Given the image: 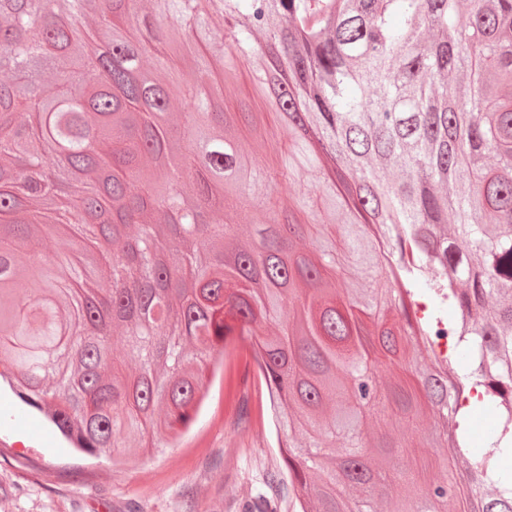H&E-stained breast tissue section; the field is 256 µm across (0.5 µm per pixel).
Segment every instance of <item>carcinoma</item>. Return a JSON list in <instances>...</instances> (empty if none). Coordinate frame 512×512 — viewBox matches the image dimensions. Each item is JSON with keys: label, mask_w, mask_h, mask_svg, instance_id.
<instances>
[{"label": "carcinoma", "mask_w": 512, "mask_h": 512, "mask_svg": "<svg viewBox=\"0 0 512 512\" xmlns=\"http://www.w3.org/2000/svg\"><path fill=\"white\" fill-rule=\"evenodd\" d=\"M12 2L0 379L17 397L134 465L145 428L167 448L194 426L239 336L297 512H448L462 485L471 512H512V471L487 475L512 434V0ZM251 57L270 135L224 111ZM103 169L126 219L110 233L91 222ZM283 184L300 187L284 209ZM418 285L429 317L405 303ZM445 314L443 363L426 343ZM418 445L441 452L422 465Z\"/></svg>", "instance_id": "1"}]
</instances>
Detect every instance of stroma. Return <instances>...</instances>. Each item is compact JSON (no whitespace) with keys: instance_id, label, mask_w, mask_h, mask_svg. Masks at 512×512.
<instances>
[{"instance_id":"1","label":"stroma","mask_w":512,"mask_h":512,"mask_svg":"<svg viewBox=\"0 0 512 512\" xmlns=\"http://www.w3.org/2000/svg\"><path fill=\"white\" fill-rule=\"evenodd\" d=\"M223 400L219 377L195 426L204 447H149L126 467L76 452L43 416L1 424L0 500L7 512H296L276 432L213 425Z\"/></svg>"}]
</instances>
